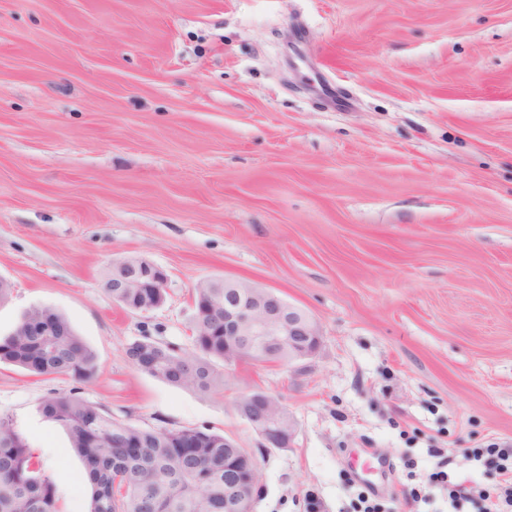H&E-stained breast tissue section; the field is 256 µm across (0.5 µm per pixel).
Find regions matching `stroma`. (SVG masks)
Wrapping results in <instances>:
<instances>
[{
  "mask_svg": "<svg viewBox=\"0 0 512 512\" xmlns=\"http://www.w3.org/2000/svg\"><path fill=\"white\" fill-rule=\"evenodd\" d=\"M130 255L169 275L146 315L103 287ZM0 276V336L49 306L97 356L81 385L0 363V415L62 512L90 487L39 405L75 387L251 451L255 512H352L358 448H444L464 485L497 483L464 451L512 443V0H0ZM224 277L310 313L319 353L205 394L127 362L146 334L193 354L194 288ZM253 389L291 447L237 413ZM236 408L262 438L264 448L290 447L297 426L279 398L261 390H250L239 397Z\"/></svg>",
  "mask_w": 512,
  "mask_h": 512,
  "instance_id": "35a3bbf8",
  "label": "stroma"
}]
</instances>
